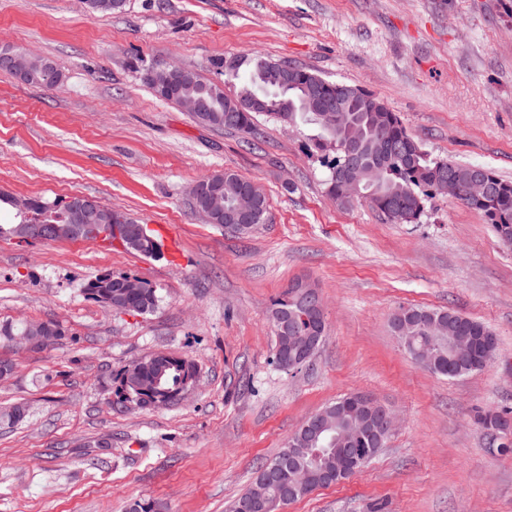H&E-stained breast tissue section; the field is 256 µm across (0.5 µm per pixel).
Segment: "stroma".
Segmentation results:
<instances>
[{
    "label": "stroma",
    "mask_w": 512,
    "mask_h": 512,
    "mask_svg": "<svg viewBox=\"0 0 512 512\" xmlns=\"http://www.w3.org/2000/svg\"><path fill=\"white\" fill-rule=\"evenodd\" d=\"M53 61V90L0 71V192L88 194L181 241L146 258L105 241L0 239V323L53 322L65 334L29 349L0 342V512H230L260 463L311 414L351 392L398 419L360 472L286 512H512V450L492 446L480 410L512 408V247L478 212L429 198L394 224L326 194L311 139L266 115L246 141L162 100L146 70L172 61L222 84L260 54L361 86L397 112L437 159L486 165L512 181V0H126L89 15L84 0H0V49ZM231 171L267 197L264 224L240 234L205 223L189 190ZM156 287L154 312L113 311L85 285L104 273ZM314 282L326 335L309 366L273 363V302ZM453 309L489 326L498 351L448 379L416 365L389 327L402 307ZM155 352L198 375L177 401H114L115 376ZM23 406L13 422L5 413Z\"/></svg>",
    "instance_id": "1"
}]
</instances>
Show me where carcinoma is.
<instances>
[{
  "mask_svg": "<svg viewBox=\"0 0 512 512\" xmlns=\"http://www.w3.org/2000/svg\"><path fill=\"white\" fill-rule=\"evenodd\" d=\"M251 70L234 97H224L215 103L209 95L212 83L201 79L192 71H185L177 93L166 95L164 100L180 103L187 97L203 99L207 109L194 113L202 124L234 130L243 136L256 135L254 116L263 112L279 122L288 124L308 123L319 129L314 138V147L324 151L333 149V144L350 142L355 146L354 173L361 194L353 195L347 183L346 154L338 151L329 160L330 175L327 180V195L337 206L345 208L364 202L381 212L387 220L396 224L416 222L425 210L426 200L434 194L441 182L453 179L459 185H467L473 176L480 175L487 184V192L466 207L481 213L493 224L500 240L512 244V181L500 178L491 168L479 165H461L450 159H433L422 145L411 135L399 115L374 93L343 82H332L304 68L286 62H272L263 56L251 61ZM61 80L55 65L30 84L52 89ZM331 102L337 103L339 111L326 117L322 109ZM215 182L216 191L199 197L194 205L206 208L213 204L228 209L240 193L247 191L256 202L257 210L249 221L246 231L264 223L267 199L262 188L254 181L245 179L231 171L216 173L202 179ZM30 222L39 224L45 214L53 213L60 218L66 198L51 202L31 200ZM118 241L126 251L146 257L161 254V242L153 231L145 230L140 244L130 245L125 224L112 225L107 241ZM121 276L103 274L87 283L85 292L94 300L123 313L146 314L153 311L159 302L157 290L148 283L134 293L123 291ZM406 311L415 315H433L434 321L442 323L439 329L422 326L421 336H433L445 346L448 354L450 336H492L494 332L485 324L463 316L453 310H438L426 307H408ZM271 321L283 319L287 332L276 336V347L285 354L292 353L288 338L305 336L321 331V324L314 318L302 298V290L290 284L282 297L272 304ZM197 368L193 361L172 354L159 353L123 366L116 375L114 396L119 403H133L140 407L150 402L166 399L188 389L195 381ZM310 449L304 456L288 461V448L281 449L269 462L257 471L253 481L238 501L254 495V487L261 482L265 470L278 467L279 482L268 490V494L286 497L283 505L301 499L288 497V485L296 479L288 467L308 462Z\"/></svg>",
  "mask_w": 512,
  "mask_h": 512,
  "instance_id": "1",
  "label": "carcinoma"
}]
</instances>
